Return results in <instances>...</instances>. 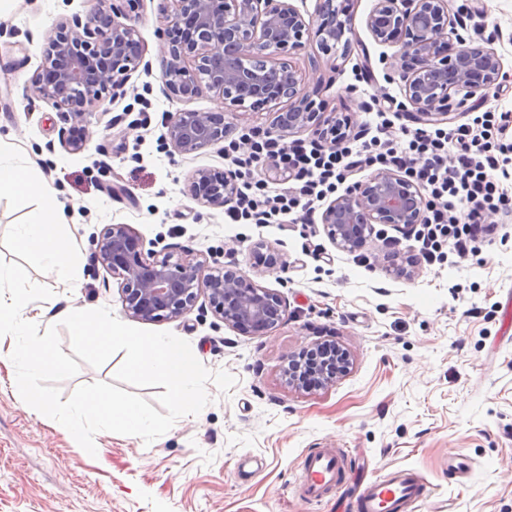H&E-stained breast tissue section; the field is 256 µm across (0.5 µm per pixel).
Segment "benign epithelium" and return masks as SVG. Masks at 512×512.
Returning <instances> with one entry per match:
<instances>
[{"mask_svg": "<svg viewBox=\"0 0 512 512\" xmlns=\"http://www.w3.org/2000/svg\"><path fill=\"white\" fill-rule=\"evenodd\" d=\"M172 14L159 34L164 64L161 78L169 93L190 100L207 88L224 108L245 105L276 112L274 130L286 137L301 131L332 148L347 138V116L323 118L291 61L284 56L303 47L315 30L330 52L345 31L343 9L322 0L317 18L305 19L291 0H171ZM84 16L57 23L46 36L44 64L26 85V95L52 103L63 122H79L92 108L126 95L124 84L143 63L144 52L129 16L138 0H90ZM366 25L382 45L400 47L390 65L404 96L423 125L443 123L452 94L485 96L503 77L492 48L466 45L464 25L450 19L448 0H376ZM164 143L190 154L224 141V114L175 112L165 115ZM238 190L223 170L192 175L187 191L208 207H222ZM422 188L400 171L383 170L355 182L321 214L329 240L355 252L376 224L412 227L424 222ZM94 261L120 280L124 313L136 320H178L204 294L214 316L242 335L266 333L283 320L281 297L253 283L240 269L211 267L185 249L161 260L144 252L127 224H109L96 240Z\"/></svg>", "mask_w": 512, "mask_h": 512, "instance_id": "benign-epithelium-1", "label": "benign epithelium"}]
</instances>
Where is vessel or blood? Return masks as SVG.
I'll return each instance as SVG.
<instances>
[{"instance_id": "b4317fda", "label": "vessel or blood", "mask_w": 512, "mask_h": 512, "mask_svg": "<svg viewBox=\"0 0 512 512\" xmlns=\"http://www.w3.org/2000/svg\"><path fill=\"white\" fill-rule=\"evenodd\" d=\"M344 470V455L335 448L310 452L303 463L301 490L318 502L338 486ZM426 485L410 470H394L365 483L355 502L356 512H423Z\"/></svg>"}]
</instances>
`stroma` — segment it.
Returning <instances> with one entry per match:
<instances>
[{"label": "stroma", "mask_w": 512, "mask_h": 512, "mask_svg": "<svg viewBox=\"0 0 512 512\" xmlns=\"http://www.w3.org/2000/svg\"><path fill=\"white\" fill-rule=\"evenodd\" d=\"M351 18L335 52L306 38L291 61L325 116L376 122L362 110L371 94L389 105L404 100L387 78L383 57L395 47L375 42L366 20L375 0H342ZM168 0H141L133 21L150 72H135L125 97L93 109L82 124L91 146L70 151L50 103L28 99L25 87L44 62L46 35L62 19L85 15L88 0H0V144L35 167L64 208L79 244L77 304L106 307L125 320L119 283L94 262L105 225L126 224L156 257L190 249L213 267H237L276 292L284 319L263 335L243 336L211 312L206 298L174 321L140 322L189 342L210 371L236 379L229 393L208 384L199 415L178 419L152 443L100 432L86 454L58 422L26 409L14 386L15 367L0 360V512H354L363 479L406 468L422 476L424 512H512V215L501 217L462 263L417 256L412 231L377 227L364 249L349 253L328 239L321 222L235 224L223 209L198 203L189 178L224 166V146L191 154L160 135L168 112H223L209 90L172 98L161 70L157 30ZM474 45L493 38L505 76L486 97L453 95L448 127L495 108L512 113V0H451ZM129 114L138 129L111 127ZM230 137L271 129L269 111L223 112ZM35 200L0 198V259L25 267L55 296L27 304L23 317L54 325L64 288L15 237ZM265 244L280 256L257 267L251 251ZM406 269L390 272V261ZM334 336L350 368L327 387L299 391L283 376L289 356ZM312 448L348 453L344 484L320 503L298 491ZM463 454L465 475L448 458Z\"/></svg>", "instance_id": "35a3bbf8"}]
</instances>
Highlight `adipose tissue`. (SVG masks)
<instances>
[{"label": "adipose tissue", "instance_id": "1", "mask_svg": "<svg viewBox=\"0 0 512 512\" xmlns=\"http://www.w3.org/2000/svg\"><path fill=\"white\" fill-rule=\"evenodd\" d=\"M23 195L38 198L39 206L27 224L22 225L17 244L22 251L36 255L50 271L72 279L77 266L76 242L64 234L65 221L55 197L27 167L18 165L12 153L0 146V196ZM58 318L70 322L75 338L93 348L105 351L114 341L125 339L127 333L108 315L87 306L75 305L65 298Z\"/></svg>", "mask_w": 512, "mask_h": 512}]
</instances>
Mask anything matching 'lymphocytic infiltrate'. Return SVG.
Instances as JSON below:
<instances>
[{
	"label": "lymphocytic infiltrate",
	"instance_id": "obj_1",
	"mask_svg": "<svg viewBox=\"0 0 512 512\" xmlns=\"http://www.w3.org/2000/svg\"><path fill=\"white\" fill-rule=\"evenodd\" d=\"M508 125L506 113L489 111L470 124L418 129L403 139L390 136L392 122L385 118L377 136L327 152L244 132L224 148L238 182L225 213L232 222L254 224L274 223L278 215L296 208L307 216L354 169L378 165L403 171L429 195L425 222L414 231L423 259L437 260L447 249L464 260L472 254L486 217L512 213V192L494 178L495 171L512 164L500 143ZM266 157L279 158L293 172L295 186L268 194L264 179L256 174Z\"/></svg>",
	"mask_w": 512,
	"mask_h": 512
}]
</instances>
